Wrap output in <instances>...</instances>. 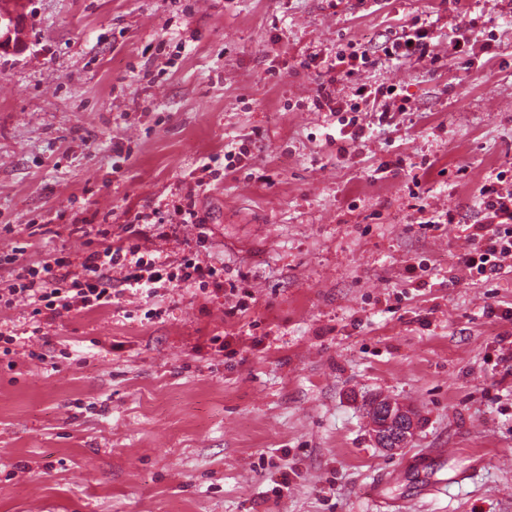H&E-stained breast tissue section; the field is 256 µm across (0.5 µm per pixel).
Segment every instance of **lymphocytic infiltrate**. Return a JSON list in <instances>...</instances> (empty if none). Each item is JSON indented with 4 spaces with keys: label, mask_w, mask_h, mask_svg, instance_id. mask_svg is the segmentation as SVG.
Instances as JSON below:
<instances>
[{
    "label": "lymphocytic infiltrate",
    "mask_w": 512,
    "mask_h": 512,
    "mask_svg": "<svg viewBox=\"0 0 512 512\" xmlns=\"http://www.w3.org/2000/svg\"><path fill=\"white\" fill-rule=\"evenodd\" d=\"M383 52L396 60L412 57L427 58L434 63L439 60L431 48L428 32L413 22L403 25L394 39L386 40ZM370 62L367 49L337 51L328 79L318 84L311 101L313 108L319 111L348 113L349 139L354 143L365 136L364 113L385 114L406 109L393 90L359 83L354 85L351 99L337 98V83L351 78ZM479 196L484 206V221L475 225L472 247L459 257L458 263L469 272L490 278L499 275L506 261L512 259V190H501L499 179L490 178L481 186ZM140 224L152 225L162 237L167 236L171 228L192 224L199 230L197 246H204L208 240L206 220L200 216L194 196L189 193L173 204L169 216H161L156 209L136 212L132 221L123 226L126 244L118 247L112 244L111 224L92 225L86 248L75 262L54 256L37 264H27L23 261L24 247L15 245L0 252V266L11 268L9 280L0 283V309L26 301L30 307L31 333L37 336L46 325L72 312L110 305L125 289L154 297L160 289L183 283L204 292H223V267L201 262L191 253L183 257L177 268H170L161 258L143 251L136 230ZM116 269L121 272L117 280L112 277Z\"/></svg>",
    "instance_id": "obj_1"
}]
</instances>
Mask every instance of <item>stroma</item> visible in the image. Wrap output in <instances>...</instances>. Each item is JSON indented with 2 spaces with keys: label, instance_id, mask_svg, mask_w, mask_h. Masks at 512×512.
Here are the masks:
<instances>
[{
  "label": "stroma",
  "instance_id": "1",
  "mask_svg": "<svg viewBox=\"0 0 512 512\" xmlns=\"http://www.w3.org/2000/svg\"><path fill=\"white\" fill-rule=\"evenodd\" d=\"M21 4L0 49V225H42L25 261L82 254L70 214L170 209L211 157L205 248L191 224L141 244L173 266L198 250L251 296L127 292L42 340L27 306L0 310L18 336L0 362V512H512V273L458 264L481 183L512 188V0ZM414 18L439 63L382 52ZM351 42L375 62L339 97L391 86L408 109L368 113L341 154L346 113L306 103ZM240 140L251 155L227 171ZM118 141L133 157L116 173ZM375 398L414 413L404 448L376 445ZM477 450L485 466L450 483Z\"/></svg>",
  "mask_w": 512,
  "mask_h": 512
}]
</instances>
